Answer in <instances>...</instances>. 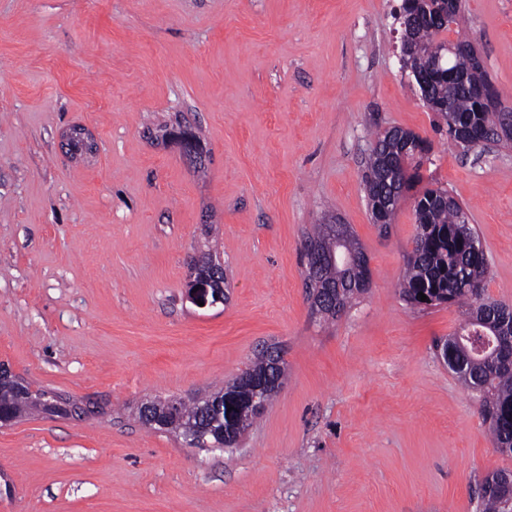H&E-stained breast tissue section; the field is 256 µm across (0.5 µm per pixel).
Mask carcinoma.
I'll return each instance as SVG.
<instances>
[{
    "mask_svg": "<svg viewBox=\"0 0 512 512\" xmlns=\"http://www.w3.org/2000/svg\"><path fill=\"white\" fill-rule=\"evenodd\" d=\"M442 0H426L416 6L412 0H401L400 7L418 9L416 37L420 55L409 66L423 104L436 113L443 124L448 143L467 153L483 147L488 130L499 124L506 127L512 112H490L492 100L484 104L459 86L452 72L468 74L492 86L486 72L469 51L471 41H446L440 35L458 23L462 3L448 12ZM450 45L466 47L448 53L443 70L432 68L436 52ZM417 146H407L401 130L391 128L375 134L374 145L365 160L364 190L373 209L390 206L380 225L385 231L400 205L405 192L421 180L420 169L429 145L417 138ZM416 233L407 254L406 270L401 283L403 299L414 306L422 305L418 294L440 305L461 309L463 320L443 341L448 349V366L465 388L480 394L481 415L489 424L494 447L512 455V353L499 355L490 347L500 336L512 340V306L487 294L488 261L475 228L463 207L448 197L441 188H427L415 198ZM341 238L334 224H315L305 241L322 250L324 262L315 270L304 271L305 288L312 314L325 321L334 320L371 284L369 259L350 228ZM250 378L221 387L202 397L171 399V421L167 432H190L199 439L198 446L219 442L220 426L212 425L202 407L211 399H224V418L231 420L236 434L242 436L259 414H242L253 396L255 383L264 379L277 382L272 393L280 391L287 376L282 360L273 366L264 350H259L248 366ZM481 512H512V471L499 470L487 475L482 484Z\"/></svg>",
    "mask_w": 512,
    "mask_h": 512,
    "instance_id": "cac0c4a2",
    "label": "carcinoma"
}]
</instances>
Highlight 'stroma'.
Masks as SVG:
<instances>
[{"instance_id": "1", "label": "stroma", "mask_w": 512, "mask_h": 512, "mask_svg": "<svg viewBox=\"0 0 512 512\" xmlns=\"http://www.w3.org/2000/svg\"><path fill=\"white\" fill-rule=\"evenodd\" d=\"M398 4L0 0V364L89 409L0 428V512H479L482 480L512 470L437 356L459 309L400 295L414 193L383 231L363 189L375 132L429 140L423 187L462 204L487 293L512 304V145L449 147ZM461 32L512 109V0H465ZM330 215L372 281L324 322L301 243ZM196 249L223 262L226 303L190 302ZM270 344L287 379L238 447L139 422Z\"/></svg>"}]
</instances>
